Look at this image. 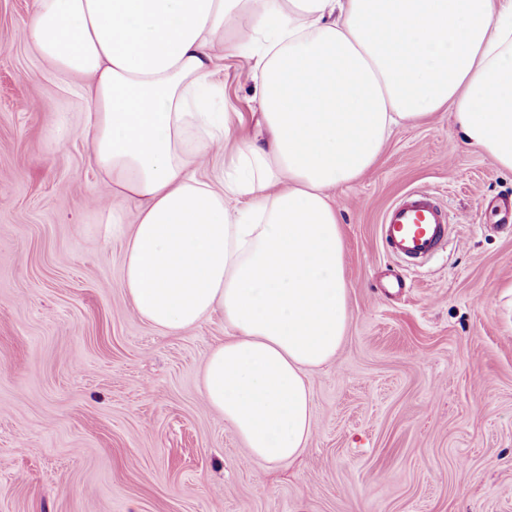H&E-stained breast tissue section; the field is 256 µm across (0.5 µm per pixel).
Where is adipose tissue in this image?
<instances>
[{"mask_svg":"<svg viewBox=\"0 0 512 512\" xmlns=\"http://www.w3.org/2000/svg\"><path fill=\"white\" fill-rule=\"evenodd\" d=\"M30 36L83 80L89 160L135 207L128 226L104 216L126 230L127 298L168 332L223 314L202 394L269 465L306 449L309 374L352 319L331 189L375 166L395 128L445 111L512 171V0H35ZM257 39L260 135L202 180L197 157L232 136L209 78Z\"/></svg>","mask_w":512,"mask_h":512,"instance_id":"1","label":"adipose tissue"}]
</instances>
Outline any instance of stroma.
I'll return each mask as SVG.
<instances>
[{
    "label": "stroma",
    "instance_id": "obj_1",
    "mask_svg": "<svg viewBox=\"0 0 512 512\" xmlns=\"http://www.w3.org/2000/svg\"><path fill=\"white\" fill-rule=\"evenodd\" d=\"M34 0H0V512H512V172L449 113L394 132L333 189L352 321L315 369L312 435L266 465L204 401L220 313L172 334L132 308L112 197L88 160L90 104L30 39ZM215 109L258 132L244 58ZM448 208V244L414 271L378 226L406 192ZM399 274L398 293L382 285Z\"/></svg>",
    "mask_w": 512,
    "mask_h": 512
}]
</instances>
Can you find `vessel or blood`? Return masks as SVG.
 I'll return each instance as SVG.
<instances>
[{
	"mask_svg": "<svg viewBox=\"0 0 512 512\" xmlns=\"http://www.w3.org/2000/svg\"><path fill=\"white\" fill-rule=\"evenodd\" d=\"M448 212L426 191H411L391 204L379 226L383 247L394 258L417 266L446 241Z\"/></svg>",
	"mask_w": 512,
	"mask_h": 512,
	"instance_id": "1",
	"label": "vessel or blood"
}]
</instances>
